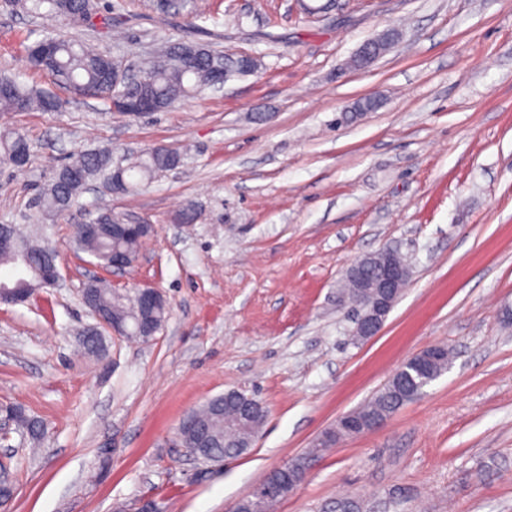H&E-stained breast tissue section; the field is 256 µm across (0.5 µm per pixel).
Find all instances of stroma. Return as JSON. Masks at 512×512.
Here are the masks:
<instances>
[{
	"instance_id": "1",
	"label": "stroma",
	"mask_w": 512,
	"mask_h": 512,
	"mask_svg": "<svg viewBox=\"0 0 512 512\" xmlns=\"http://www.w3.org/2000/svg\"><path fill=\"white\" fill-rule=\"evenodd\" d=\"M194 0L165 16L153 0H100L124 38L79 37L134 63L166 41L246 52L257 74L165 112L132 117L71 98L16 112L23 172H0V224L57 252L61 281L0 305V404L41 421L35 446L0 447L17 492L9 512H229L310 450L305 481L274 512H512V0ZM60 25L0 6V72L44 88L25 45ZM388 28L399 39L368 69L346 61ZM377 100L354 113L356 102ZM155 145L181 165L130 195L90 190L52 220L30 205L76 153L130 156ZM195 208L190 226L174 217ZM153 224L136 265L96 270L71 245L83 210ZM396 247L410 279L379 336L349 339L336 295L349 264ZM123 295L167 300L147 342L103 332L81 296L92 274ZM438 343L447 372L371 433L320 448L339 417L412 355ZM228 390L268 415L252 448L202 464L175 438L182 417ZM111 447L108 462L99 450Z\"/></svg>"
}]
</instances>
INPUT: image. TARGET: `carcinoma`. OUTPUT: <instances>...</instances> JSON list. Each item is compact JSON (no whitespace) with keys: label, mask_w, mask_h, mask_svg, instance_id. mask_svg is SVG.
I'll use <instances>...</instances> for the list:
<instances>
[{"label":"carcinoma","mask_w":512,"mask_h":512,"mask_svg":"<svg viewBox=\"0 0 512 512\" xmlns=\"http://www.w3.org/2000/svg\"><path fill=\"white\" fill-rule=\"evenodd\" d=\"M13 11L31 17L58 18L71 28L84 25L87 3L84 0H6ZM26 64L39 72L72 97H81L100 88H112V70L120 68L122 61L96 52L71 35L54 32L27 47ZM222 70L227 78L243 75L239 56L218 51L208 45L186 42L169 43L166 65L146 59L138 70V83L134 91L155 99L163 112L187 99L195 98L209 89L212 73ZM64 100L59 96L28 86L18 78L0 75V113L59 112ZM30 159V145L26 137L16 131L0 135V163L20 172ZM181 163V154L169 146H155L127 161L114 160L107 150L81 152L70 158L54 172L49 183L36 199L39 213L47 218L62 215L78 205V196L88 184L98 182L107 194H128L148 184L163 172ZM114 213L105 209L89 223L97 225L94 237L83 240L78 250L89 253L101 264L114 250L136 255L146 238L142 234L116 235L112 233ZM0 271L16 267V254L26 255L30 266L40 268L57 255L46 247L25 238L11 224L0 226ZM93 296L99 307L112 319L138 328L140 306L138 299H126L112 293L99 283L92 284ZM406 365L398 368L384 386L364 405L350 412L360 422L381 420L409 403L395 385L396 378ZM200 424L211 438L207 452L217 457L235 458L246 453L253 445L267 419L266 407L255 398L240 393L233 399L218 395L208 399L195 410ZM28 439L38 441L44 434L42 423L23 417L17 425Z\"/></svg>","instance_id":"1"}]
</instances>
